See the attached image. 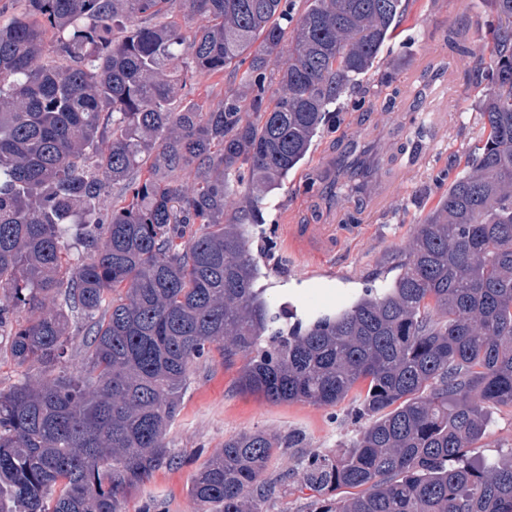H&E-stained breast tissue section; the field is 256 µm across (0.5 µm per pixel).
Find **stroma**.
<instances>
[{"instance_id":"obj_1","label":"stroma","mask_w":512,"mask_h":512,"mask_svg":"<svg viewBox=\"0 0 512 512\" xmlns=\"http://www.w3.org/2000/svg\"><path fill=\"white\" fill-rule=\"evenodd\" d=\"M397 36L378 62L336 107L299 167L266 200L264 221L250 227V248L260 268L258 287L274 303H288L305 316L351 301L378 287L401 259L403 244L422 217L447 192L456 161L484 137L479 103L486 81L476 59L445 42L448 28L462 27L472 42L483 41L482 0H402ZM241 71L197 73L182 90L183 101L216 107ZM386 183L393 192L388 211L364 224V187ZM292 224H321L332 239L327 269L315 271L316 256L288 245ZM242 360L225 361L221 349L193 363L180 413L167 440L179 457L132 494L123 512H138L146 500L157 512H195L188 489L197 470L225 439L261 430L276 449L264 475L275 486L269 512H310L315 494L302 479L298 459L310 451L342 452L357 426L352 400L333 407L305 402L273 403L240 391ZM298 447H287L291 435ZM482 457L512 454V409L494 411L487 436L474 450Z\"/></svg>"}]
</instances>
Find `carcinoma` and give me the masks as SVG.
<instances>
[{
	"label": "carcinoma",
	"instance_id": "cac0c4a2",
	"mask_svg": "<svg viewBox=\"0 0 512 512\" xmlns=\"http://www.w3.org/2000/svg\"><path fill=\"white\" fill-rule=\"evenodd\" d=\"M177 1L204 20L191 37ZM22 2L0 24V336L24 369L0 389V512H121L177 463L167 431L214 346L245 359L243 392L357 398L349 449L299 459L311 512H512V460L471 455L512 407V0H487L486 44L448 32L480 60L485 138L398 273L308 318L254 287L244 223L373 68L402 0ZM243 65L219 107L177 105L188 74ZM77 316L90 355L71 370ZM277 447L225 440L192 480L197 512H267Z\"/></svg>",
	"mask_w": 512,
	"mask_h": 512
}]
</instances>
